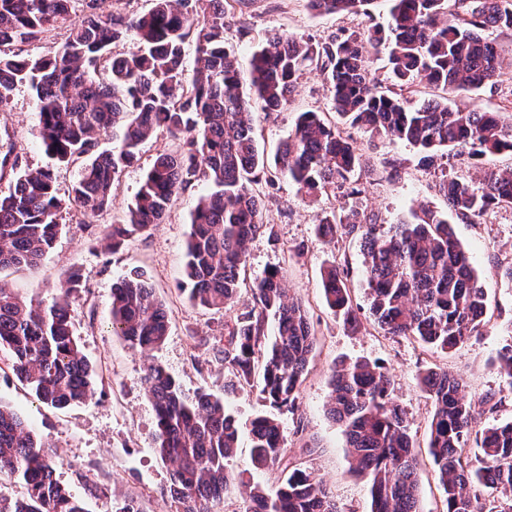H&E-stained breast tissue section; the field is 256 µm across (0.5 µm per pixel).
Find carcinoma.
<instances>
[{
  "label": "carcinoma",
  "instance_id": "obj_1",
  "mask_svg": "<svg viewBox=\"0 0 512 512\" xmlns=\"http://www.w3.org/2000/svg\"><path fill=\"white\" fill-rule=\"evenodd\" d=\"M85 15L64 43L37 57L11 55L3 46L42 39L65 20L74 0H0V110L20 86L36 103V138L55 163H82L71 194L59 196L50 166L19 172L0 185V270L35 266L63 230L58 216L76 206L88 217L106 215L112 189L138 160L141 146L164 131L178 142L157 152L125 218L105 227L110 251L161 224L191 181L205 184L190 214L185 249L187 299L216 311L243 287L257 305L224 323V346L214 358L249 392L260 379L262 399L277 410L295 407L316 349L306 311L277 269L247 281V243L264 224L256 186L277 178L316 198L330 190L356 195L361 154L354 142L317 112L298 115L294 132L270 161L260 150L253 112H271L307 70L321 72L332 109L372 138L405 141L428 165L439 152L465 155L479 170L449 175L436 187L448 211L474 221L512 207V170L487 164L512 153V126L497 112L449 104V96L495 84L512 64L483 35L512 30V0H392L387 24L323 44L272 36L254 51L249 77L224 44L228 8L236 0H150L143 13L103 10L84 0ZM372 0H306L315 14L359 13ZM196 45L193 73L185 44ZM387 56L394 85L423 82L439 91L410 105L403 94L372 77L368 49ZM112 147L102 148L104 138ZM413 224L388 229L355 209L324 211L316 235L336 243L362 241L369 313L385 334L413 338L447 352L478 331L486 292L448 218L424 208ZM345 272L334 263L322 274V296L345 325L363 326ZM84 287L72 267L49 303L28 302L0 285V371H9L44 405L64 409L83 402L101 378L71 330L67 299ZM112 333L142 351L169 332L168 313L145 272L134 270L112 288ZM275 323L268 339V319ZM512 391V342L497 355ZM419 386L433 401L427 448L443 490L444 512H512V422L475 428V409L461 396L462 378L426 368ZM330 414L342 428L355 470L368 478L370 512H420L419 457L410 423L377 361L343 359L331 371ZM147 397L155 411V450L169 462L164 493L175 512H214L235 484L246 487L239 512H344L322 481L294 465L275 415L250 423L252 462L278 466L283 478L250 485L231 465L239 425L224 400L209 391L185 394L160 366L150 370ZM479 453H465L469 441ZM56 460L24 418L0 406V472L20 485L0 490V512H86L55 477Z\"/></svg>",
  "mask_w": 512,
  "mask_h": 512
}]
</instances>
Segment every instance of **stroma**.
Listing matches in <instances>:
<instances>
[{
    "mask_svg": "<svg viewBox=\"0 0 512 512\" xmlns=\"http://www.w3.org/2000/svg\"><path fill=\"white\" fill-rule=\"evenodd\" d=\"M388 0H372L360 14L316 15L304 0H245L228 14L226 45L248 68L256 46L268 35L286 33L315 43L385 24ZM459 105L480 112H503L512 107V71L501 80L458 97ZM313 111L338 122L343 136L351 138L362 156L359 194L320 197L302 201L295 185L285 179L263 187L264 221L272 234L260 233L249 241L246 269L249 276L277 268L298 297L316 334L317 345L308 364L296 407L281 411L279 419L287 438L288 456L326 483L348 512H369L366 481L353 472L345 437L328 416L331 369L339 360L365 358L388 370L399 403L411 423V434L420 448L419 500L421 512H442L444 497L425 448L433 412L429 395L417 381V373L437 367L459 375L467 399L480 401L493 393L505 398L496 410L481 414L479 427L512 420V394L494 359L512 339V285L500 277L512 264V209L498 208L476 222L450 217L449 222L463 248L474 260L487 291L488 322L465 343L442 353L421 343L387 336L370 315H363L359 331L347 329L341 316L324 303L320 273L336 262L348 272L354 304L367 303L365 270L360 242L354 237L328 245L314 230L318 213L341 207L375 215L389 225L411 219L420 208L446 210L436 188L443 171L467 173L466 163L438 158L431 168L419 166L415 149L400 140H371L360 128L339 123L331 109L330 94L318 71L304 73L279 111L255 115L261 149L274 155L278 144L295 127L299 113ZM35 104L26 87H19L7 107L0 109V159L17 158L19 170L46 166L48 159L34 136ZM159 134L141 148L137 165L125 171L114 191L108 215L84 226L62 211L64 226L52 252L37 267L7 270L0 280L33 301L50 302L65 271L79 267L85 286L69 298V314L87 359L104 370V381L83 404L63 410L46 407L18 381L0 377V402L23 415L47 442L57 460L56 477L80 497L87 512H116L124 501L136 500L142 512H172L162 493L168 468L154 450L155 415L146 397L147 375L159 365L175 376L186 394L205 389L222 395L242 423L269 413L271 407L259 393H229L223 367L213 358L225 321L252 304L250 292L222 311L208 310L181 294L185 246L190 231V211L203 185L193 184L181 194L165 221L147 238L135 239L120 252L106 249L103 229L133 203L144 173L158 150L171 145ZM147 273L156 295L168 309L169 335L150 353L132 348L113 335L110 319L112 286L129 271Z\"/></svg>",
    "mask_w": 512,
    "mask_h": 512,
    "instance_id": "obj_1",
    "label": "stroma"
}]
</instances>
